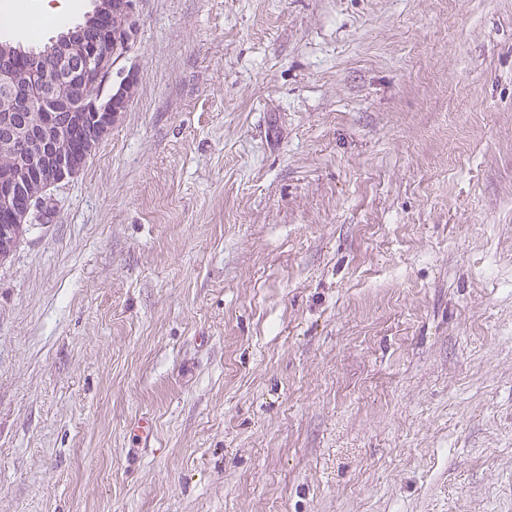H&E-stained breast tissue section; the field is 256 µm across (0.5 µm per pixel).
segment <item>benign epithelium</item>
<instances>
[{
    "label": "benign epithelium",
    "mask_w": 512,
    "mask_h": 512,
    "mask_svg": "<svg viewBox=\"0 0 512 512\" xmlns=\"http://www.w3.org/2000/svg\"><path fill=\"white\" fill-rule=\"evenodd\" d=\"M84 22L38 51L0 44V113L26 112L33 121L0 136L15 157L0 174V218L30 223L49 189L83 170L125 111L135 74L112 86V66L130 50L136 0H93Z\"/></svg>",
    "instance_id": "benign-epithelium-1"
}]
</instances>
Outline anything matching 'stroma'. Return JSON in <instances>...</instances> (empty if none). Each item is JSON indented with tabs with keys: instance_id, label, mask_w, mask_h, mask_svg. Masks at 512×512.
I'll return each instance as SVG.
<instances>
[{
	"instance_id": "35a3bbf8",
	"label": "stroma",
	"mask_w": 512,
	"mask_h": 512,
	"mask_svg": "<svg viewBox=\"0 0 512 512\" xmlns=\"http://www.w3.org/2000/svg\"><path fill=\"white\" fill-rule=\"evenodd\" d=\"M136 11L0 263V512H512V0Z\"/></svg>"
}]
</instances>
